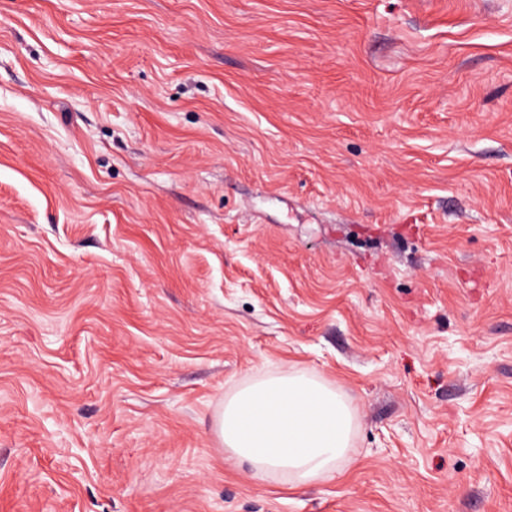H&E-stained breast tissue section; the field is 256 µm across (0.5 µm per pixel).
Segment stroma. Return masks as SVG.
<instances>
[{
  "instance_id": "obj_1",
  "label": "stroma",
  "mask_w": 512,
  "mask_h": 512,
  "mask_svg": "<svg viewBox=\"0 0 512 512\" xmlns=\"http://www.w3.org/2000/svg\"><path fill=\"white\" fill-rule=\"evenodd\" d=\"M0 512H512V0H0ZM355 427L348 400L321 378L264 374L224 398L218 435L255 479L302 487L345 471Z\"/></svg>"
}]
</instances>
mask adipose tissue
Segmentation results:
<instances>
[{
  "label": "adipose tissue",
  "mask_w": 512,
  "mask_h": 512,
  "mask_svg": "<svg viewBox=\"0 0 512 512\" xmlns=\"http://www.w3.org/2000/svg\"><path fill=\"white\" fill-rule=\"evenodd\" d=\"M355 427L348 400L321 378L265 374L225 397L218 435L255 479L302 487L345 471Z\"/></svg>",
  "instance_id": "1"
}]
</instances>
